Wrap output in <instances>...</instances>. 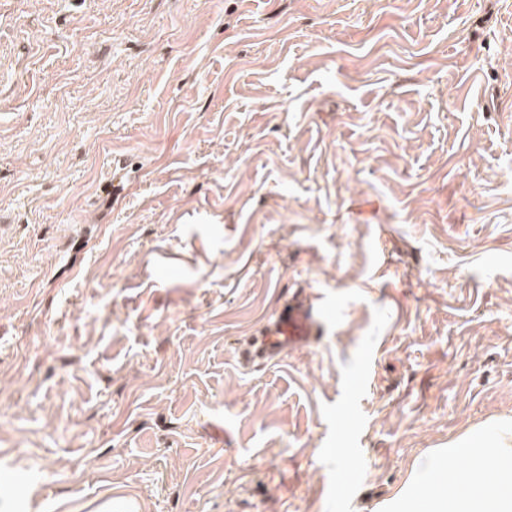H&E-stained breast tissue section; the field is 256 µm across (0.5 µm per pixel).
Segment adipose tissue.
I'll return each mask as SVG.
<instances>
[{"label": "adipose tissue", "instance_id": "ef3b65f1", "mask_svg": "<svg viewBox=\"0 0 512 512\" xmlns=\"http://www.w3.org/2000/svg\"><path fill=\"white\" fill-rule=\"evenodd\" d=\"M481 457L491 471H473L459 481L449 459ZM382 512H512V427L476 430L415 463L399 494Z\"/></svg>", "mask_w": 512, "mask_h": 512}]
</instances>
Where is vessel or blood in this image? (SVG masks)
Wrapping results in <instances>:
<instances>
[{"label": "vessel or blood", "instance_id": "obj_1", "mask_svg": "<svg viewBox=\"0 0 512 512\" xmlns=\"http://www.w3.org/2000/svg\"><path fill=\"white\" fill-rule=\"evenodd\" d=\"M127 168L126 161L113 162L109 177L100 187L101 196L106 198L114 196L121 189ZM316 329L317 323L311 305L303 301L286 305L268 324L262 336L251 344L237 345L238 361L246 368L269 363L285 352L308 345Z\"/></svg>", "mask_w": 512, "mask_h": 512}]
</instances>
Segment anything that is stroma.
I'll list each match as a JSON object with an SVG mask.
<instances>
[{"instance_id": "stroma-1", "label": "stroma", "mask_w": 512, "mask_h": 512, "mask_svg": "<svg viewBox=\"0 0 512 512\" xmlns=\"http://www.w3.org/2000/svg\"><path fill=\"white\" fill-rule=\"evenodd\" d=\"M0 238V512H375L512 424V0H0ZM127 168L128 164L126 160L119 159L118 161H112L110 176L100 186L101 196L110 198L122 188V182L126 174H128ZM316 329L312 305L305 301L287 304L268 324L262 336L252 344L236 346L238 361L246 368L267 364L288 350L308 345L316 337Z\"/></svg>"}]
</instances>
